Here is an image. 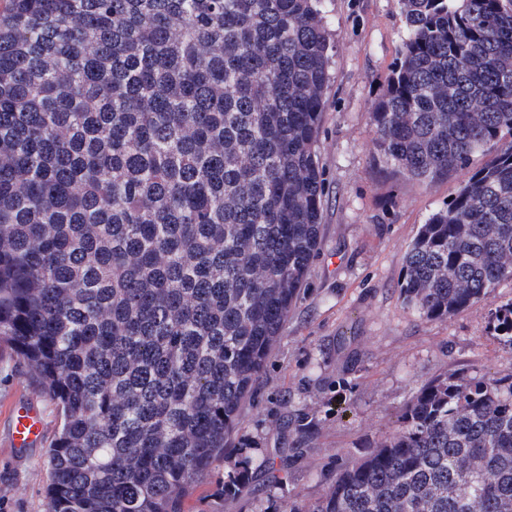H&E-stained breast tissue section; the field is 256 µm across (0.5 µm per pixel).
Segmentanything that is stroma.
<instances>
[{
	"label": "stroma",
	"instance_id": "stroma-1",
	"mask_svg": "<svg viewBox=\"0 0 512 512\" xmlns=\"http://www.w3.org/2000/svg\"><path fill=\"white\" fill-rule=\"evenodd\" d=\"M331 81L318 142L324 195L322 247L281 331L224 458L194 488L189 512H260L279 496L267 475L257 499L224 497V475L242 447L263 459L288 438L276 419L318 408L308 449L288 470L293 498L324 491L336 465L393 432L415 391L453 370L512 375V354L489 335L491 308L512 300V283L445 320L429 321L399 295L404 256L421 224L467 179L433 185L393 174L373 157L368 114L386 88L406 36L401 0H326ZM32 397L54 431V402L38 394L26 367L0 347V512H43L48 443L15 451L6 415Z\"/></svg>",
	"mask_w": 512,
	"mask_h": 512
}]
</instances>
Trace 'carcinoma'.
Instances as JSON below:
<instances>
[{
    "label": "carcinoma",
    "instance_id": "obj_1",
    "mask_svg": "<svg viewBox=\"0 0 512 512\" xmlns=\"http://www.w3.org/2000/svg\"><path fill=\"white\" fill-rule=\"evenodd\" d=\"M324 2L0 5V342L58 407L46 512H186L224 458L321 245ZM401 2L369 119L407 178L468 172L405 253L403 303L443 320L512 282V0ZM488 330L512 353V300ZM314 419L278 420L276 512H512V375L423 385L300 505Z\"/></svg>",
    "mask_w": 512,
    "mask_h": 512
}]
</instances>
